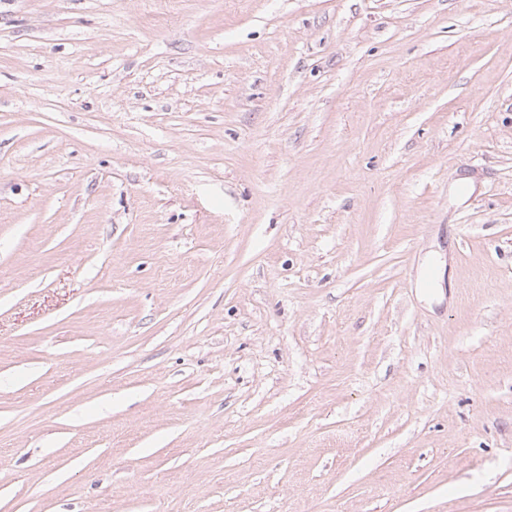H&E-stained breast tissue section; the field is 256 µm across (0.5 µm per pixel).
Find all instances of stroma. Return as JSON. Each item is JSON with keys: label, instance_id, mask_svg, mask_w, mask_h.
<instances>
[{"label": "stroma", "instance_id": "1", "mask_svg": "<svg viewBox=\"0 0 512 512\" xmlns=\"http://www.w3.org/2000/svg\"><path fill=\"white\" fill-rule=\"evenodd\" d=\"M0 512H512V0H0Z\"/></svg>", "mask_w": 512, "mask_h": 512}]
</instances>
